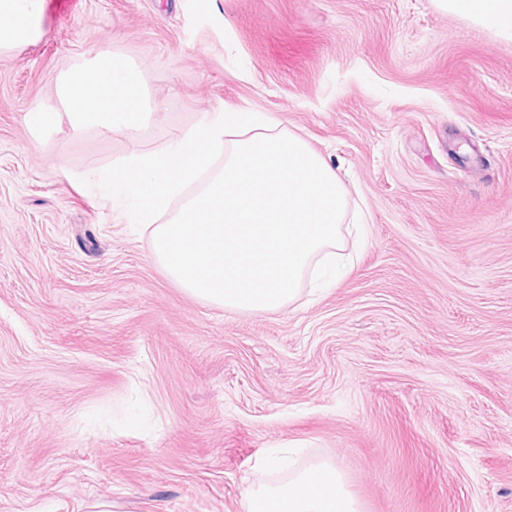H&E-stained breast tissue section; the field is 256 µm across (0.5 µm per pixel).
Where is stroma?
Listing matches in <instances>:
<instances>
[{
  "instance_id": "obj_1",
  "label": "stroma",
  "mask_w": 512,
  "mask_h": 512,
  "mask_svg": "<svg viewBox=\"0 0 512 512\" xmlns=\"http://www.w3.org/2000/svg\"><path fill=\"white\" fill-rule=\"evenodd\" d=\"M39 26L0 55V512H244L288 446L363 512H512V41L434 0H44ZM101 48L157 113L33 138ZM226 108L366 216L352 271L277 312L190 296L79 181Z\"/></svg>"
}]
</instances>
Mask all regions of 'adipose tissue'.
<instances>
[{"label": "adipose tissue", "instance_id": "1", "mask_svg": "<svg viewBox=\"0 0 512 512\" xmlns=\"http://www.w3.org/2000/svg\"><path fill=\"white\" fill-rule=\"evenodd\" d=\"M440 9L465 16L474 25L512 40V0H436ZM43 0H0V53L12 52L40 36L38 20ZM57 103H44L28 112L26 123L36 135L47 134L67 117L72 128L95 127L110 133L144 126L145 110L140 70L124 56L94 51L72 66L57 83ZM295 449L272 457L270 470L284 474L276 484L257 485L245 502L255 512L259 501L273 512H362L346 486L342 470L331 459H316L299 468L292 462Z\"/></svg>", "mask_w": 512, "mask_h": 512}]
</instances>
